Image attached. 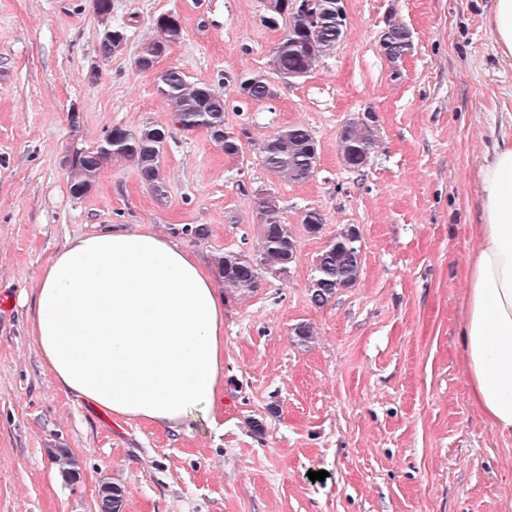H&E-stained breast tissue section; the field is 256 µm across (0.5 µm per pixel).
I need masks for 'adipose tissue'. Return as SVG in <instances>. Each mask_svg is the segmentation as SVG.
Here are the masks:
<instances>
[{"label":"adipose tissue","mask_w":512,"mask_h":512,"mask_svg":"<svg viewBox=\"0 0 512 512\" xmlns=\"http://www.w3.org/2000/svg\"><path fill=\"white\" fill-rule=\"evenodd\" d=\"M462 355L484 420L512 436V137L478 171ZM29 333L57 385L126 422L179 430L224 400V296L149 227L74 238L42 268Z\"/></svg>","instance_id":"adipose-tissue-1"}]
</instances>
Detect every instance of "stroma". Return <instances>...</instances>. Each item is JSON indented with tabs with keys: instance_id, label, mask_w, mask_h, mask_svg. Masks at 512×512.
<instances>
[{
	"instance_id": "stroma-1",
	"label": "stroma",
	"mask_w": 512,
	"mask_h": 512,
	"mask_svg": "<svg viewBox=\"0 0 512 512\" xmlns=\"http://www.w3.org/2000/svg\"><path fill=\"white\" fill-rule=\"evenodd\" d=\"M345 10L346 37L252 104L233 87L268 73L286 32L263 22L261 0H111L104 18L92 0H0V512H99L106 483L122 488V512H512V438L480 416L458 348L475 172L512 130V67L495 46L492 0H345ZM166 13L184 33L161 68L223 91L226 130L250 132L242 158H226L205 131H179L161 160L164 197L125 161L73 197L75 150L115 126L173 125L153 75L135 66ZM391 19L413 39L396 64L379 44ZM111 28L126 41L103 59ZM365 110L378 116V146L353 171L339 134ZM293 124L318 149L302 182L276 178L259 158L262 142ZM267 191L296 259L247 299L226 300L224 405L213 417L177 433L120 425L54 383L26 313L41 268L67 241L113 224L167 234L203 224L205 240L179 239L202 262L252 253ZM309 208L324 219L315 233L302 222ZM351 226L360 277L314 306L316 257ZM301 325L310 341L296 336ZM57 448L76 459V479L59 472ZM320 470L325 480L309 479Z\"/></svg>"
}]
</instances>
